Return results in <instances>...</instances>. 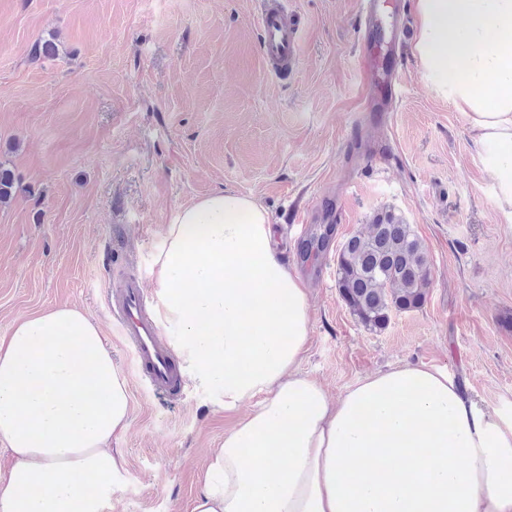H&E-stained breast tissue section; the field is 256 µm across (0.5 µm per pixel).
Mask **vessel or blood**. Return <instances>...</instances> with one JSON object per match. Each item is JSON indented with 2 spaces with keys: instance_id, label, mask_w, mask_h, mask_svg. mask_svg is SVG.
Returning a JSON list of instances; mask_svg holds the SVG:
<instances>
[{
  "instance_id": "obj_1",
  "label": "vessel or blood",
  "mask_w": 512,
  "mask_h": 512,
  "mask_svg": "<svg viewBox=\"0 0 512 512\" xmlns=\"http://www.w3.org/2000/svg\"><path fill=\"white\" fill-rule=\"evenodd\" d=\"M364 44L393 47L400 37L398 26H384L377 15L375 0H366L363 15ZM257 27L260 49L269 74L280 77L293 71L299 61L301 28L285 0H259ZM365 74L371 77L374 95L389 102L397 94L400 75L385 66L383 57L369 58ZM112 314L122 339L130 346L137 373L157 394L175 397L184 378L174 355L160 339L158 327L146 314L144 290L138 280L130 279L112 292Z\"/></svg>"
}]
</instances>
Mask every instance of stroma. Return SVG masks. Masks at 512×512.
I'll list each match as a JSON object with an SVG mask.
<instances>
[{"instance_id":"stroma-1","label":"stroma","mask_w":512,"mask_h":512,"mask_svg":"<svg viewBox=\"0 0 512 512\" xmlns=\"http://www.w3.org/2000/svg\"><path fill=\"white\" fill-rule=\"evenodd\" d=\"M381 2L407 26L390 112L373 111L357 64L359 0H288L303 36L284 78L264 73L258 0H0V167L16 185L0 205V339L56 306L99 327L132 408L112 442L128 465L107 512H190L230 423L192 383L175 400L155 396L110 307L126 278L152 283L171 213L219 189L267 209L288 267H324L303 280L311 333L300 370L332 396L424 364L485 406H512V225L462 114L421 79L412 0ZM46 42L55 54L38 52ZM325 196L330 248L302 256L313 227L299 217ZM385 209L426 248L431 285L421 308L372 332L339 295L336 252Z\"/></svg>"}]
</instances>
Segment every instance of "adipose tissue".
<instances>
[{"mask_svg":"<svg viewBox=\"0 0 512 512\" xmlns=\"http://www.w3.org/2000/svg\"><path fill=\"white\" fill-rule=\"evenodd\" d=\"M424 84L464 116L512 224V0H414ZM268 212L219 190L172 212L153 258V317L180 367L234 416L191 512H512V411L406 364L331 398L298 367L308 293ZM127 380L99 327L58 307L0 340V512H103L126 465Z\"/></svg>","mask_w":512,"mask_h":512,"instance_id":"1","label":"adipose tissue"}]
</instances>
